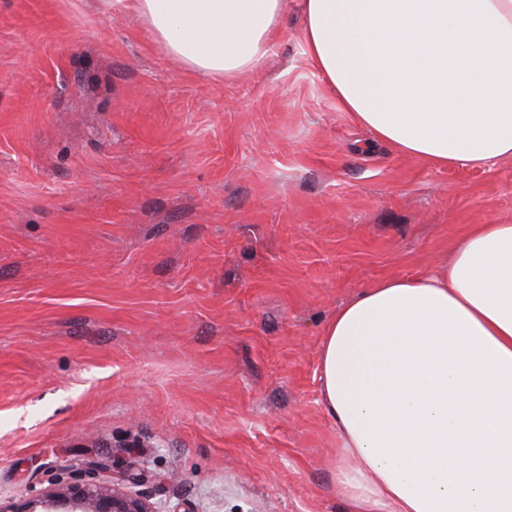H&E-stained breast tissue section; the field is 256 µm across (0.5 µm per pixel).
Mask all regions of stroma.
Here are the masks:
<instances>
[{"instance_id":"stroma-1","label":"stroma","mask_w":512,"mask_h":512,"mask_svg":"<svg viewBox=\"0 0 512 512\" xmlns=\"http://www.w3.org/2000/svg\"><path fill=\"white\" fill-rule=\"evenodd\" d=\"M302 28L222 80L129 0H0V499L101 460L159 512H348L324 325L511 223L512 159L374 143Z\"/></svg>"}]
</instances>
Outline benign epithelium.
I'll use <instances>...</instances> for the list:
<instances>
[{"label":"benign epithelium","instance_id":"1","mask_svg":"<svg viewBox=\"0 0 512 512\" xmlns=\"http://www.w3.org/2000/svg\"><path fill=\"white\" fill-rule=\"evenodd\" d=\"M102 468L103 464L92 463L83 474L72 477L64 485H52L36 500L23 503L0 500V512H160L139 496L96 481L95 472Z\"/></svg>","mask_w":512,"mask_h":512}]
</instances>
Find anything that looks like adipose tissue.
<instances>
[{
	"mask_svg": "<svg viewBox=\"0 0 512 512\" xmlns=\"http://www.w3.org/2000/svg\"><path fill=\"white\" fill-rule=\"evenodd\" d=\"M288 0H134L163 50L223 79L257 68ZM344 111L428 165L512 158V0H302ZM325 405L349 512H512V223L437 272L362 288L326 322Z\"/></svg>",
	"mask_w": 512,
	"mask_h": 512,
	"instance_id": "obj_1",
	"label": "adipose tissue"
}]
</instances>
